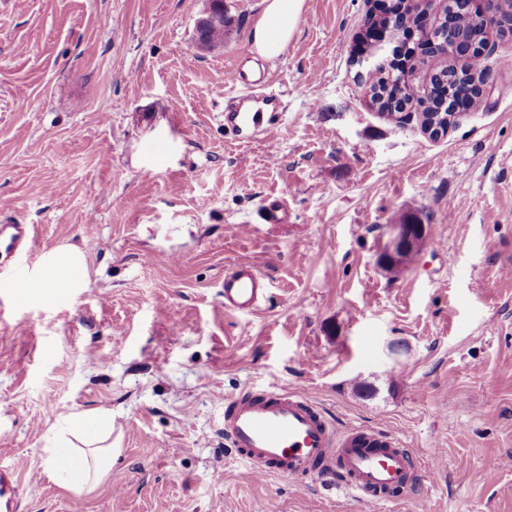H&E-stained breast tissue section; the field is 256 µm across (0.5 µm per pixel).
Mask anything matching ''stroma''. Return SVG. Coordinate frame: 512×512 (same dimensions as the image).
<instances>
[{"mask_svg": "<svg viewBox=\"0 0 512 512\" xmlns=\"http://www.w3.org/2000/svg\"><path fill=\"white\" fill-rule=\"evenodd\" d=\"M224 2L234 32L200 52L208 0H0V224L34 234L0 266L17 512H375L336 483L256 478L225 446L226 398L273 383L417 456L442 448L384 512H512V43L465 60L491 92L432 140L418 105L384 121L355 82L376 0H305L269 60L250 42L264 0ZM237 64L282 97L274 137L225 134ZM274 198L288 216L268 224ZM405 218L425 238L393 274L381 247ZM59 244L84 248L88 288L23 303L7 281ZM240 263L272 283L252 313L224 307ZM100 411L112 474L63 490L46 448Z\"/></svg>", "mask_w": 512, "mask_h": 512, "instance_id": "stroma-1", "label": "stroma"}]
</instances>
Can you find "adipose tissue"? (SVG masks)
<instances>
[{"mask_svg": "<svg viewBox=\"0 0 512 512\" xmlns=\"http://www.w3.org/2000/svg\"><path fill=\"white\" fill-rule=\"evenodd\" d=\"M265 8L255 24L252 48L260 58L273 59L285 52L302 20L304 0H264ZM88 286L85 250L74 245H58L41 253L27 268L21 281L13 283L26 303L37 304L57 297L73 299ZM111 432L105 418H98L93 429L83 430V451L73 453L74 468L84 485L97 486L112 461Z\"/></svg>", "mask_w": 512, "mask_h": 512, "instance_id": "adipose-tissue-1", "label": "adipose tissue"}]
</instances>
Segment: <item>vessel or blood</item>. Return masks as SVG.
<instances>
[{
    "mask_svg": "<svg viewBox=\"0 0 512 512\" xmlns=\"http://www.w3.org/2000/svg\"><path fill=\"white\" fill-rule=\"evenodd\" d=\"M227 79L233 92L224 100L225 129L242 141L272 136L279 123V96L268 91L263 78L241 66L233 67ZM252 100L265 101L268 111H245ZM31 240L29 225H0V247L6 255L24 252ZM268 288L266 278L251 264H238L224 275V306L254 311ZM224 440L256 477L337 475L346 488L375 503L390 502L391 491L398 487L434 477L441 458L436 452L425 462L396 436L355 423L337 425L308 396L276 385L258 393L245 389L228 398ZM17 494L14 470L1 466L0 507L5 512H10Z\"/></svg>",
    "mask_w": 512,
    "mask_h": 512,
    "instance_id": "obj_1",
    "label": "vessel or blood"
}]
</instances>
